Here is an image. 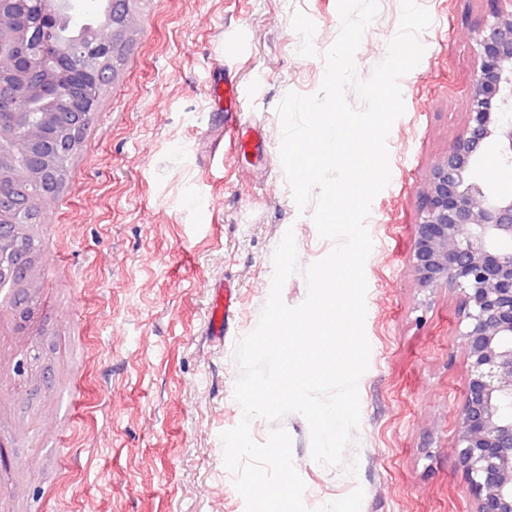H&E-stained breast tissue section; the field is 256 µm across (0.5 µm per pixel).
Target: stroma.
<instances>
[{
    "label": "stroma",
    "instance_id": "35a3bbf8",
    "mask_svg": "<svg viewBox=\"0 0 512 512\" xmlns=\"http://www.w3.org/2000/svg\"><path fill=\"white\" fill-rule=\"evenodd\" d=\"M431 16L420 63L400 80L387 138L391 178L366 220L369 367L361 424L344 452L356 475L292 438L309 512H473L456 464L467 376L462 312L448 286L415 281L420 194L465 125L484 0H417ZM137 25L65 183L41 206L29 319L0 296V512H245L222 432L242 409L236 341L257 325L274 250L324 258L279 155L276 108L321 86L337 0H130ZM400 0H380L355 53L359 77L387 54ZM241 116L246 152L224 115ZM235 303L212 334L211 315Z\"/></svg>",
    "mask_w": 512,
    "mask_h": 512
}]
</instances>
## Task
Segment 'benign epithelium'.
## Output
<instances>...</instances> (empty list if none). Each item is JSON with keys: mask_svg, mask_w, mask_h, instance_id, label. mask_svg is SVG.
Wrapping results in <instances>:
<instances>
[{"mask_svg": "<svg viewBox=\"0 0 512 512\" xmlns=\"http://www.w3.org/2000/svg\"><path fill=\"white\" fill-rule=\"evenodd\" d=\"M512 0H486L462 134L433 165L412 251L422 288L456 289L467 361L456 421L457 466L475 512H512V192L483 170L495 146L512 168ZM78 0H0V290L21 216L32 220L71 158L114 75L112 45L127 0H102L97 19L70 23Z\"/></svg>", "mask_w": 512, "mask_h": 512, "instance_id": "benign-epithelium-1", "label": "benign epithelium"}]
</instances>
